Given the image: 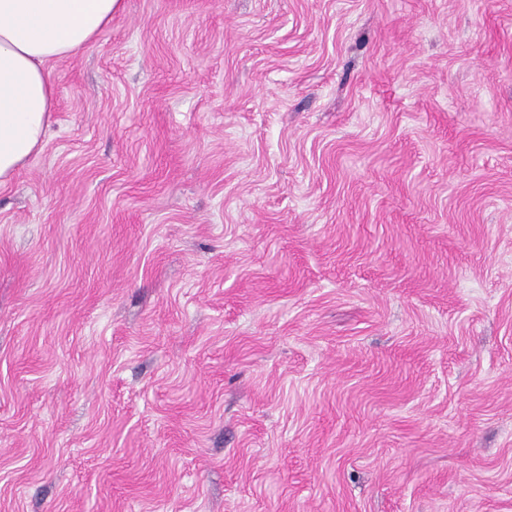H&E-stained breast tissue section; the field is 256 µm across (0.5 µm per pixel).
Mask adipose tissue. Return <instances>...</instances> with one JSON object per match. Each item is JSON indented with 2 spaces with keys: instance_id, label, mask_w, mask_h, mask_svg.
Returning a JSON list of instances; mask_svg holds the SVG:
<instances>
[{
  "instance_id": "adipose-tissue-1",
  "label": "adipose tissue",
  "mask_w": 512,
  "mask_h": 512,
  "mask_svg": "<svg viewBox=\"0 0 512 512\" xmlns=\"http://www.w3.org/2000/svg\"><path fill=\"white\" fill-rule=\"evenodd\" d=\"M121 0H0V186L43 146L55 90L52 62L88 48Z\"/></svg>"
}]
</instances>
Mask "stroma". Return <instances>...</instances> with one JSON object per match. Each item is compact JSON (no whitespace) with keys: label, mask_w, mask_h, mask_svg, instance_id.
Returning <instances> with one entry per match:
<instances>
[{"label":"stroma","mask_w":512,"mask_h":512,"mask_svg":"<svg viewBox=\"0 0 512 512\" xmlns=\"http://www.w3.org/2000/svg\"><path fill=\"white\" fill-rule=\"evenodd\" d=\"M0 186V512H512V0H123Z\"/></svg>","instance_id":"1"}]
</instances>
